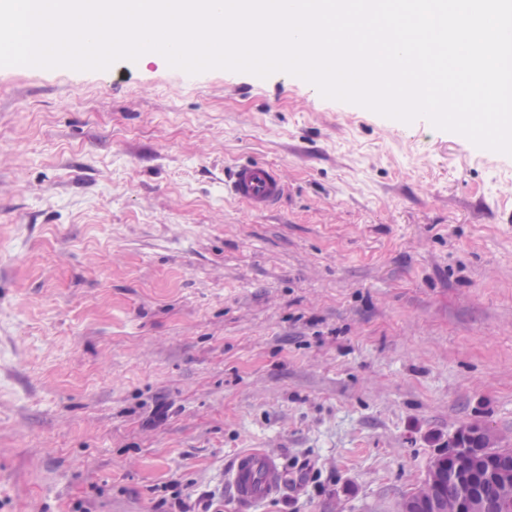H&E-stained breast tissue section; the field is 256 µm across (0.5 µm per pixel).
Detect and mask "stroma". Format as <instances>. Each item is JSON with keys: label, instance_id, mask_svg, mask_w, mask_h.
I'll use <instances>...</instances> for the list:
<instances>
[{"label": "stroma", "instance_id": "1", "mask_svg": "<svg viewBox=\"0 0 512 512\" xmlns=\"http://www.w3.org/2000/svg\"><path fill=\"white\" fill-rule=\"evenodd\" d=\"M469 426L512 448V155L283 72L0 67V512H160L246 450L258 512H399ZM224 189L260 213L274 208L284 195L278 170L264 163L236 165L224 181ZM227 483L242 510H252L279 493L282 484L280 459L269 452L241 453L231 466Z\"/></svg>", "mask_w": 512, "mask_h": 512}]
</instances>
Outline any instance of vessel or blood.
Instances as JSON below:
<instances>
[{
	"label": "vessel or blood",
	"mask_w": 512,
	"mask_h": 512,
	"mask_svg": "<svg viewBox=\"0 0 512 512\" xmlns=\"http://www.w3.org/2000/svg\"><path fill=\"white\" fill-rule=\"evenodd\" d=\"M225 189L256 212L274 208L284 195L276 168L264 163L236 165L224 182ZM282 484L278 456L269 452H244L236 456L228 475V489L243 512L273 498Z\"/></svg>",
	"instance_id": "obj_1"
}]
</instances>
